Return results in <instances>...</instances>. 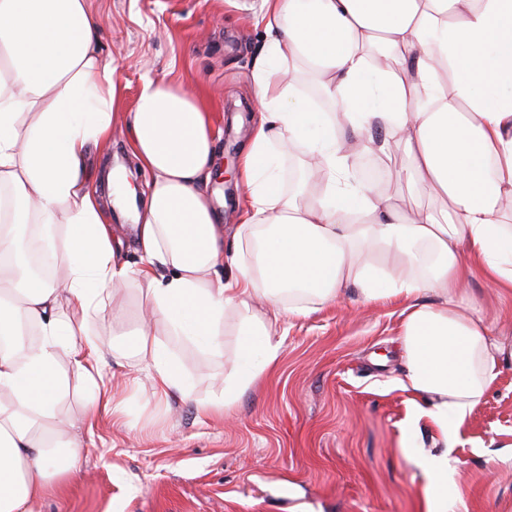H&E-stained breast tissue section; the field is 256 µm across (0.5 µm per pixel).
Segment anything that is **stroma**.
Wrapping results in <instances>:
<instances>
[{
    "label": "stroma",
    "instance_id": "stroma-1",
    "mask_svg": "<svg viewBox=\"0 0 512 512\" xmlns=\"http://www.w3.org/2000/svg\"><path fill=\"white\" fill-rule=\"evenodd\" d=\"M261 0H90L105 17L102 52L118 67L122 109L133 111L144 77L202 92L214 114L218 162L237 164L258 104L249 72L259 46L253 13ZM378 190L399 212L434 206L401 177V157L381 158ZM468 293L498 326L512 324V299L473 273ZM94 331L104 343L136 328L143 297L119 299ZM397 299L365 301L349 286L338 303L284 322L275 370L239 397L224 420L200 423L195 404L223 390L239 352L238 318L224 319V354L159 334L192 386L190 398L153 396L137 356L103 370L126 412L94 427L68 395L58 415L86 441L79 471L39 512H426L422 457L448 453V497L468 512H512V364L442 438L414 417L411 392L397 387L405 364L397 341ZM138 379L131 392L130 379Z\"/></svg>",
    "mask_w": 512,
    "mask_h": 512
}]
</instances>
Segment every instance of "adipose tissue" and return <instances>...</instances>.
I'll return each instance as SVG.
<instances>
[{
    "label": "adipose tissue",
    "mask_w": 512,
    "mask_h": 512,
    "mask_svg": "<svg viewBox=\"0 0 512 512\" xmlns=\"http://www.w3.org/2000/svg\"><path fill=\"white\" fill-rule=\"evenodd\" d=\"M263 39L249 78L261 117L243 146L244 189L232 253L224 215L209 201L216 174L211 112L174 82L146 77L128 115L129 148L150 176L132 229L140 267L122 258L89 169L121 100L118 68L101 51L102 20L88 0H0V512H36L79 466L56 409L84 383V420L114 411L103 345L91 327L114 294L139 288L146 313L132 343L152 392H186L168 348L154 337L224 353V316L240 314L236 372L197 403L223 417L240 391L279 362L282 317L306 316L358 285L365 299L407 300L398 340L401 385L441 436L466 419L512 362V328L493 325L464 298L473 270L512 296V0H262ZM307 71L327 110L297 90ZM385 128L381 142L368 139ZM358 133L357 146L339 129ZM319 160L316 201L289 195L283 160L296 147ZM402 155L411 184L446 199L406 219L389 197L350 180L359 157ZM66 255L50 282L16 283L24 224ZM232 274L220 278L219 267ZM433 293L437 302L421 297ZM67 300L68 316L58 312ZM265 302L268 318L249 312ZM38 340H30L29 328Z\"/></svg>",
    "instance_id": "1"
}]
</instances>
